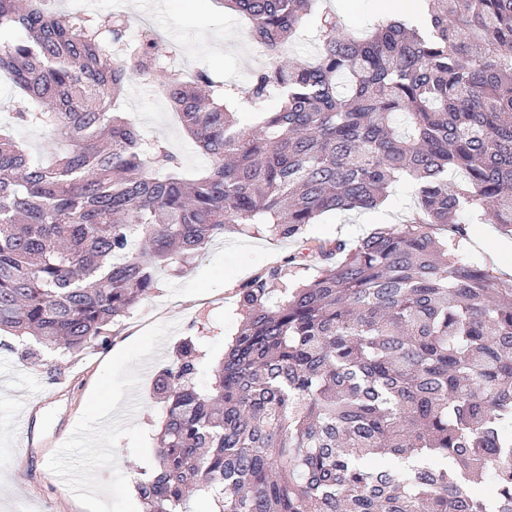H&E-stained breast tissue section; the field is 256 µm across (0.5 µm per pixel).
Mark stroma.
<instances>
[{"label":"stroma","mask_w":512,"mask_h":512,"mask_svg":"<svg viewBox=\"0 0 512 512\" xmlns=\"http://www.w3.org/2000/svg\"><path fill=\"white\" fill-rule=\"evenodd\" d=\"M317 6L337 12L343 25L360 36L388 4L386 0H318ZM92 11L124 16L134 36L141 22H149L161 36V52L176 48L180 67L190 75L205 69L226 82L245 85L265 62L248 22L217 0H93ZM18 108L10 81L0 82V126L9 128L32 156L56 151L57 143L40 128L14 123L12 114ZM124 109L146 138L165 143L185 169L207 167V158L182 129L151 77L130 79ZM387 202L379 211L326 214L292 240L267 233L244 235L227 227L181 273L159 269L154 292L114 324L106 345L44 352L28 360L22 352L32 346V339L0 331V512H85L47 462L71 434L105 361L151 325L177 323V330L141 368V405L131 417L148 437H155L163 407L153 397L152 384L158 372L173 362L179 343L186 339L199 343L204 356L196 384L208 389L213 369L238 329L241 285L277 265L285 268L287 286L310 282L324 264L319 246L339 240L355 243L377 227L403 223L415 211L413 189L406 183L392 188ZM435 234L449 249H460L493 275L512 276V233L500 225H469L462 242L443 227ZM25 429L33 432L34 444L22 448L18 438Z\"/></svg>","instance_id":"1"}]
</instances>
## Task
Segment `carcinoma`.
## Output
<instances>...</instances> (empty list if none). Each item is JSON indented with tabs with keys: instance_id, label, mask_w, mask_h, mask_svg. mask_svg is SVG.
I'll return each mask as SVG.
<instances>
[{
	"instance_id": "carcinoma-1",
	"label": "carcinoma",
	"mask_w": 512,
	"mask_h": 512,
	"mask_svg": "<svg viewBox=\"0 0 512 512\" xmlns=\"http://www.w3.org/2000/svg\"><path fill=\"white\" fill-rule=\"evenodd\" d=\"M0 0L15 121L67 149L34 159L0 129V331L83 350L228 224L298 237L409 182L415 216L324 250L271 302L272 268L239 289L241 328L207 390L191 342L155 380L165 418L136 478L142 512H512V277L434 235L463 214L512 232V0H424L429 29L388 16L363 37L324 11L313 63L279 48L315 0H224L267 57L245 86L186 80L116 15ZM155 74L209 168L189 175L122 112ZM242 109L256 129L240 126ZM438 456L403 473L379 458ZM489 475L487 498L469 484Z\"/></svg>"
}]
</instances>
